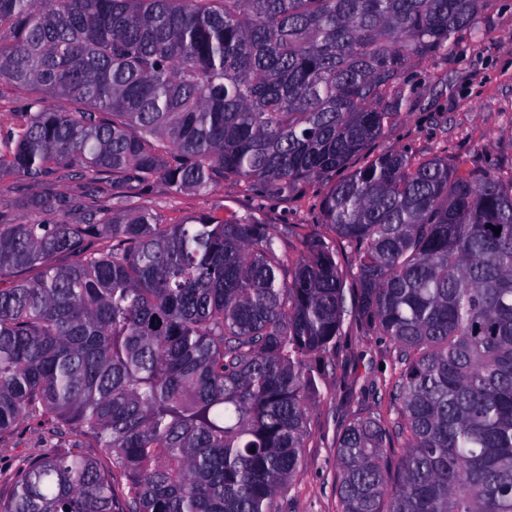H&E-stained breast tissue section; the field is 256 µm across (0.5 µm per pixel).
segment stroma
I'll return each instance as SVG.
<instances>
[{"label": "stroma", "mask_w": 512, "mask_h": 512, "mask_svg": "<svg viewBox=\"0 0 512 512\" xmlns=\"http://www.w3.org/2000/svg\"><path fill=\"white\" fill-rule=\"evenodd\" d=\"M405 84L412 106L377 142L380 151L406 148L417 155L445 153L465 160L467 168H493L512 174V0H492L476 31L462 32L447 57L411 65ZM324 185L303 183L299 195L280 201L224 186L209 194L172 193L156 184L149 204L174 224L191 213H236L262 224L277 225L281 252L296 258L301 233H319V203ZM394 376L387 341L367 336L346 319L336 343V367L318 382L320 400L309 416L310 437L299 477L276 501L277 512H340L336 496V442L354 418L380 413L390 419L395 409L381 395ZM45 441L35 421L22 422L0 437V487L22 460L43 452Z\"/></svg>", "instance_id": "35a3bbf8"}]
</instances>
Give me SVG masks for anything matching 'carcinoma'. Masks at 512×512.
Instances as JSON below:
<instances>
[{
  "instance_id": "1",
  "label": "carcinoma",
  "mask_w": 512,
  "mask_h": 512,
  "mask_svg": "<svg viewBox=\"0 0 512 512\" xmlns=\"http://www.w3.org/2000/svg\"><path fill=\"white\" fill-rule=\"evenodd\" d=\"M487 2L0 0V80L33 91L0 181L35 187L0 211V437L32 417L98 453L28 459L0 512H276L347 314L338 242L400 365L396 418L337 440L341 512H512V175L373 150ZM310 180L329 234L288 265L272 224L140 203ZM1 204L8 219L14 223H21L28 218L29 211L26 207V197L31 193V187L22 178H10L1 182ZM8 186L12 189L7 188Z\"/></svg>"
}]
</instances>
